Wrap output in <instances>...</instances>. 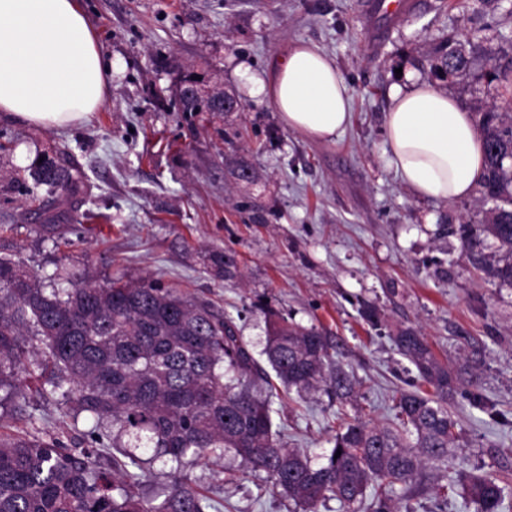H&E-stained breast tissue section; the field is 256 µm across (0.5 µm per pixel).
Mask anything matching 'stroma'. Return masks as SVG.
Here are the masks:
<instances>
[{
	"instance_id": "obj_1",
	"label": "stroma",
	"mask_w": 512,
	"mask_h": 512,
	"mask_svg": "<svg viewBox=\"0 0 512 512\" xmlns=\"http://www.w3.org/2000/svg\"><path fill=\"white\" fill-rule=\"evenodd\" d=\"M361 0H83L105 61L106 100L67 130L1 116L0 179L32 159L66 153L86 174L82 192L49 214L91 226L53 246L36 234L33 213L16 189L0 186V256L49 279L59 258L99 278L153 279L235 321L261 357L265 315L316 327L334 362L354 381L337 402L328 392L290 393L274 404L288 447L313 463L333 446L337 413L370 425L391 422L394 399L421 386L395 349L399 328L419 330L439 358L475 364L485 406L457 395L451 410L462 439L452 468L501 473L512 466V287L476 270L462 254L460 228L484 218L478 197L436 202L416 197L389 164L385 116L395 86L430 81L427 51L438 37L476 35L512 48V0H418L416 12L370 45ZM317 45L352 90V121L332 141L282 125L273 105L249 96L237 71H262L293 45ZM221 77L244 109L226 115L182 112L175 92ZM252 180L238 179V162ZM233 258L218 277L213 252ZM375 307L377 324L362 316ZM18 413L0 410V430L25 434V415L41 431L69 440L62 399L28 392ZM448 469L427 465L396 501L399 512H474L448 487ZM185 482L220 512H302L266 489L261 477L229 459L186 458L155 464L143 497Z\"/></svg>"
}]
</instances>
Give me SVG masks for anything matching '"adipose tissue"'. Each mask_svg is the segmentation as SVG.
<instances>
[{"instance_id": "obj_1", "label": "adipose tissue", "mask_w": 512, "mask_h": 512, "mask_svg": "<svg viewBox=\"0 0 512 512\" xmlns=\"http://www.w3.org/2000/svg\"><path fill=\"white\" fill-rule=\"evenodd\" d=\"M238 70L288 129L333 140L350 123V89L316 45L292 46L261 77L244 62ZM111 80L81 0H0V112L67 128L101 108ZM385 128L390 162L415 195L456 201L475 193L484 142L457 99L426 82L395 88Z\"/></svg>"}]
</instances>
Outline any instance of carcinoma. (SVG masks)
<instances>
[{
    "label": "carcinoma",
    "mask_w": 512,
    "mask_h": 512,
    "mask_svg": "<svg viewBox=\"0 0 512 512\" xmlns=\"http://www.w3.org/2000/svg\"><path fill=\"white\" fill-rule=\"evenodd\" d=\"M490 63L487 95L512 100V57L506 62L479 38L443 39L432 52L431 74L443 85L467 76L474 62ZM234 95L216 82L205 97L177 93L182 112H224ZM486 170L479 187L493 203L489 223L463 229V254L477 264L481 236L492 235L505 256L484 263L489 275L512 286V114L493 103L477 108ZM38 208L78 193L81 173L66 157L43 158L29 179L12 178ZM399 353L433 393L404 391L391 426L347 422L325 462L316 465L285 447L274 427L271 395L257 388L261 370L233 321L208 303L190 300L150 282L100 283L91 272L56 269L53 285L21 262L0 257V391L21 397L26 378L46 397L59 396L78 432L100 448L115 450L112 474L95 469L90 453L55 437L0 433V512H218L191 486L159 494L152 504L138 493L156 460L181 465L188 456L231 455L264 475L272 490L317 512L336 499L343 512H399L397 485L426 463L446 465L459 447L457 422L448 411L468 373L436 357L413 329L393 337ZM264 354L281 384L298 392L329 387L343 401L354 389L341 365L331 374L326 336L274 314L267 316ZM341 455H336V452ZM505 477L470 474L462 494L477 512H503Z\"/></svg>",
    "instance_id": "cac0c4a2"
}]
</instances>
